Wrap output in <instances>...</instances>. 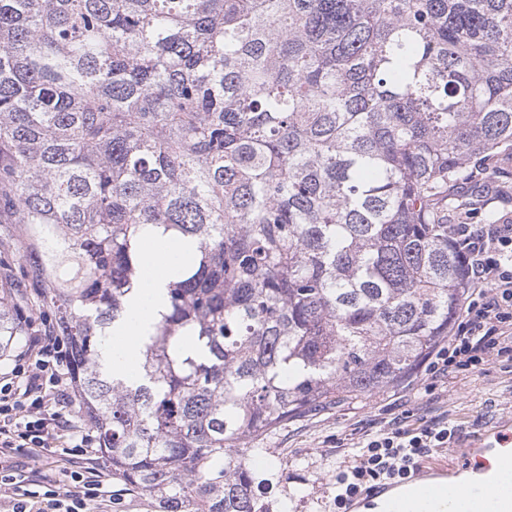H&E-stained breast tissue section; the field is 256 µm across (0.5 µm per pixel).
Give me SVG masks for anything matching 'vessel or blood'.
Masks as SVG:
<instances>
[{
    "mask_svg": "<svg viewBox=\"0 0 512 512\" xmlns=\"http://www.w3.org/2000/svg\"><path fill=\"white\" fill-rule=\"evenodd\" d=\"M465 447L490 458L479 479L439 487L417 478L406 493L388 494L383 512H512V419L469 436Z\"/></svg>",
    "mask_w": 512,
    "mask_h": 512,
    "instance_id": "b4317fda",
    "label": "vessel or blood"
}]
</instances>
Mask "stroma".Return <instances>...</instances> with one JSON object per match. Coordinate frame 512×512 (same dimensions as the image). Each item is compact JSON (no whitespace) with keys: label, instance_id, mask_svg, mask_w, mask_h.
I'll return each mask as SVG.
<instances>
[{"label":"stroma","instance_id":"obj_1","mask_svg":"<svg viewBox=\"0 0 512 512\" xmlns=\"http://www.w3.org/2000/svg\"><path fill=\"white\" fill-rule=\"evenodd\" d=\"M477 184H463L455 196L470 200L479 194L472 223L512 218V163L486 161ZM32 284L25 277L14 241H0V300L21 310L27 324L39 325L41 313L32 304ZM424 374L359 403L338 402L288 422L258 440L265 453L255 465V494L264 512H328L334 477L350 456L353 444L377 430L381 421L412 411L415 417H441L469 433L485 423L512 415V362L491 361L486 371L448 382L446 391L428 394Z\"/></svg>","mask_w":512,"mask_h":512}]
</instances>
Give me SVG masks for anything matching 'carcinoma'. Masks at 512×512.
Returning <instances> with one entry per match:
<instances>
[{"label":"carcinoma","instance_id":"obj_1","mask_svg":"<svg viewBox=\"0 0 512 512\" xmlns=\"http://www.w3.org/2000/svg\"><path fill=\"white\" fill-rule=\"evenodd\" d=\"M510 153L512 0H0V211L112 509L256 512L246 439L415 373L465 299L454 187ZM148 228L196 251L118 378Z\"/></svg>","mask_w":512,"mask_h":512}]
</instances>
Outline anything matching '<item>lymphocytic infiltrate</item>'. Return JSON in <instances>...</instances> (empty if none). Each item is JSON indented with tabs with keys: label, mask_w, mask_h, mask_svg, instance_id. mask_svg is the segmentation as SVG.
I'll return each instance as SVG.
<instances>
[{
	"label": "lymphocytic infiltrate",
	"mask_w": 512,
	"mask_h": 512,
	"mask_svg": "<svg viewBox=\"0 0 512 512\" xmlns=\"http://www.w3.org/2000/svg\"><path fill=\"white\" fill-rule=\"evenodd\" d=\"M454 237L468 258L466 299L448 345L428 367L430 392L444 379L483 372L491 360H512V222L458 224ZM69 362L45 317L0 367V488L10 491L4 512H111V477L87 446ZM455 435L439 418L402 417L380 427L337 473L333 512H349L363 494L410 478L427 453ZM59 452L71 464L62 480L33 470L19 477L8 467L18 454L40 459Z\"/></svg>",
	"instance_id": "obj_1"
}]
</instances>
